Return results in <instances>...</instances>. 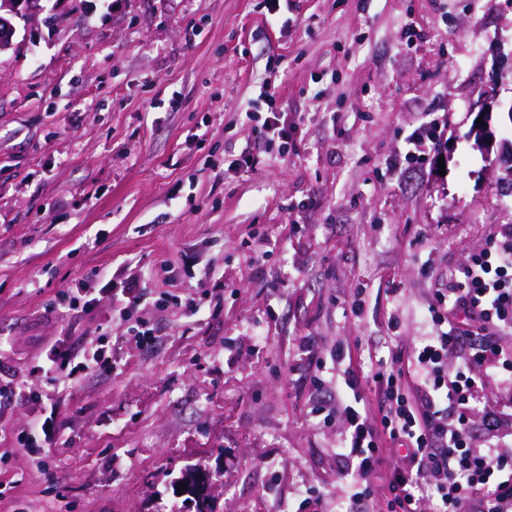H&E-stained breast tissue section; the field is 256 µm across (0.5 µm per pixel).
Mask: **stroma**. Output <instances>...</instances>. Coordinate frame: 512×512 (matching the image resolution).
Segmentation results:
<instances>
[{"mask_svg":"<svg viewBox=\"0 0 512 512\" xmlns=\"http://www.w3.org/2000/svg\"><path fill=\"white\" fill-rule=\"evenodd\" d=\"M43 4L0 53V368L40 397L0 405V512H194L173 483L195 464L224 473L217 512H343L345 372L376 401L435 290L512 224L468 137L485 86L512 102V0H300L287 25L266 0ZM262 76L296 149L241 170ZM433 112L442 156L411 171L402 138ZM134 267L149 298L125 311ZM79 278L96 306L48 310ZM91 343L111 368L35 373ZM46 416L44 472L16 439Z\"/></svg>","mask_w":512,"mask_h":512,"instance_id":"obj_1","label":"stroma"}]
</instances>
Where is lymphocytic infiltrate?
I'll use <instances>...</instances> for the list:
<instances>
[{
	"mask_svg": "<svg viewBox=\"0 0 512 512\" xmlns=\"http://www.w3.org/2000/svg\"><path fill=\"white\" fill-rule=\"evenodd\" d=\"M276 91L262 81L245 116L253 123V148L240 167L258 163L273 143L288 144L294 125L276 111ZM445 123L432 118L405 138V159L421 167L441 146ZM425 317L426 336L408 356L392 354L375 378L379 410L371 412L355 378H345L353 400L340 454L347 461L352 505L375 492L368 481L388 472L389 512H512V412L485 407L489 387H512V226L501 225L486 246L471 255L460 277L437 289ZM103 345L53 350L44 375L67 379L107 367Z\"/></svg>",
	"mask_w": 512,
	"mask_h": 512,
	"instance_id": "obj_1",
	"label": "lymphocytic infiltrate"
}]
</instances>
